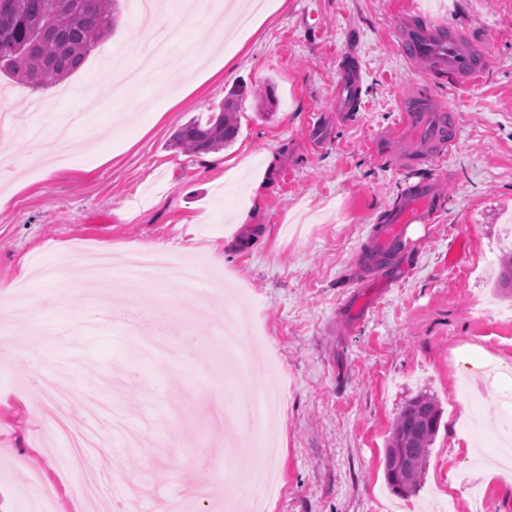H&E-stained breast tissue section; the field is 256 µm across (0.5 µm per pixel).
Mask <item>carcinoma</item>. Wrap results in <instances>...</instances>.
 Listing matches in <instances>:
<instances>
[{
    "label": "carcinoma",
    "instance_id": "cac0c4a2",
    "mask_svg": "<svg viewBox=\"0 0 512 512\" xmlns=\"http://www.w3.org/2000/svg\"><path fill=\"white\" fill-rule=\"evenodd\" d=\"M120 0H0V72L32 89L58 84L84 64L114 29ZM238 88L206 119L192 118L172 134L170 146L196 155L232 146L239 134ZM496 287L512 294V256L502 258ZM441 421L433 395L419 392L398 415L385 453L391 491L418 492Z\"/></svg>",
    "mask_w": 512,
    "mask_h": 512
}]
</instances>
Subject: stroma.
<instances>
[{
    "instance_id": "obj_1",
    "label": "stroma",
    "mask_w": 512,
    "mask_h": 512,
    "mask_svg": "<svg viewBox=\"0 0 512 512\" xmlns=\"http://www.w3.org/2000/svg\"><path fill=\"white\" fill-rule=\"evenodd\" d=\"M409 13L491 38L495 65L461 86L400 54L396 19ZM178 18L185 39L204 51L218 27L180 13L123 8L113 33L62 86H16L9 109L17 136L0 146L22 156L34 142L22 129L37 110L85 115L65 162L0 168V290L15 289L21 264L82 245L146 248L199 263L194 292L158 272L128 279L130 307L159 312L156 335L168 354L143 355L139 338L111 331L73 337L62 326L55 342L31 324L53 316L80 320L82 302L63 308L81 289L79 266L64 280H28L29 320L1 332L24 357L0 363V512H158L157 502L182 487L200 491L197 512H211L215 489L235 503L256 494L263 458L223 479V432L217 402L238 409L247 384L271 376L287 388L279 459L285 485L268 512H379L389 496L384 457L392 425L419 390L443 408L424 484L413 512L454 502L471 512H512V479L487 475L483 445L496 432L494 394L468 405L483 387L475 364L512 365V322L479 321L475 305L512 312L496 297L495 267L512 252V0H281L233 42L230 60L201 84L196 67L147 74L124 97L99 98L114 62L135 65L164 19ZM353 61L359 107L336 109L339 73ZM191 89L164 111L169 88ZM273 86L277 107L259 117L257 99L240 106L231 148L189 155L172 148L173 132L204 117L232 90ZM452 103L458 145L429 164L404 166L397 132L401 99L420 86ZM433 179L443 210L435 223L410 232L394 282L358 285L354 262L370 249L390 206L407 188ZM249 221L237 223L240 213ZM242 315V332L261 327L259 359L237 381H224L229 351L211 345L224 312ZM95 389L97 401H73V430L96 420L98 402L118 409L149 444L115 451L104 435L81 471H61L66 446L47 444L32 416L30 390L41 375ZM96 483L100 500L76 499L79 483Z\"/></svg>"
}]
</instances>
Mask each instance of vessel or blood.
<instances>
[{"label": "vessel or blood", "instance_id": "1", "mask_svg": "<svg viewBox=\"0 0 512 512\" xmlns=\"http://www.w3.org/2000/svg\"><path fill=\"white\" fill-rule=\"evenodd\" d=\"M401 33L400 50L426 64L430 73L443 72L456 80L472 84L480 81L494 62L491 45L480 36L466 38L443 25L411 20L408 14L397 19ZM455 115L451 104L439 101L426 91H417L401 102L399 128L410 142L408 164L426 161L430 150L455 147L452 133ZM442 206L433 183L421 182L392 206L379 228L376 240L380 260L374 265L371 282L389 279L392 257L403 244L408 229L414 224L433 223Z\"/></svg>", "mask_w": 512, "mask_h": 512}]
</instances>
